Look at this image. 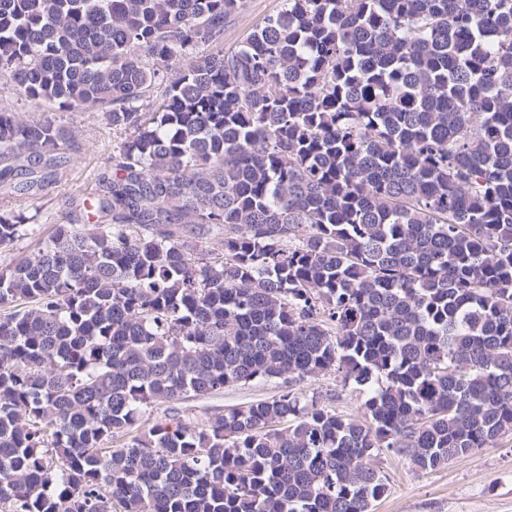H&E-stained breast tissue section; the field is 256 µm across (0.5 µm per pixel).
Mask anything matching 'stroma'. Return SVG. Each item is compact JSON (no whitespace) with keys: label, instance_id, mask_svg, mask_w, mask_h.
<instances>
[{"label":"stroma","instance_id":"35a3bbf8","mask_svg":"<svg viewBox=\"0 0 512 512\" xmlns=\"http://www.w3.org/2000/svg\"><path fill=\"white\" fill-rule=\"evenodd\" d=\"M283 0H247L241 16L226 30L224 45L239 46L264 19L281 10ZM62 125L74 129L83 146L72 154L67 176L38 191L33 202L40 208L36 224L28 235L0 248V264L28 255L38 238L47 236L70 199L88 196L98 172L109 166L113 136L96 108H78L53 114ZM274 382H255L225 388L203 400L187 402L193 424L205 423L225 408L276 395ZM390 490L377 501L374 512H512V443L500 442L470 456L450 462L438 471L419 475L397 456L382 458Z\"/></svg>","mask_w":512,"mask_h":512}]
</instances>
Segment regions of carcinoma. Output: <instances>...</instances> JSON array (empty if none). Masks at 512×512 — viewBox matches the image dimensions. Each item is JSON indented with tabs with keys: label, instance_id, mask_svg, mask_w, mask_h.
Wrapping results in <instances>:
<instances>
[{
	"label": "carcinoma",
	"instance_id": "carcinoma-1",
	"mask_svg": "<svg viewBox=\"0 0 512 512\" xmlns=\"http://www.w3.org/2000/svg\"><path fill=\"white\" fill-rule=\"evenodd\" d=\"M245 6L0 0V77L115 135L93 228L0 267V512H372L381 458L512 441V0H283L226 51ZM67 149L0 109V247ZM340 378H336V374H327L325 376H319L318 378L308 379L301 384V388L311 395L314 392H322L324 394L327 390L328 393H333L337 390L339 397L334 401L327 402L330 408L335 410L339 414L358 416L361 418L360 405L362 402V396L357 391L350 388L341 391ZM275 382H255L245 386L224 388V392L203 400H190L184 406L187 415L194 424L205 423L210 417L224 413V408L256 400L268 399L278 393Z\"/></svg>",
	"mask_w": 512,
	"mask_h": 512
}]
</instances>
